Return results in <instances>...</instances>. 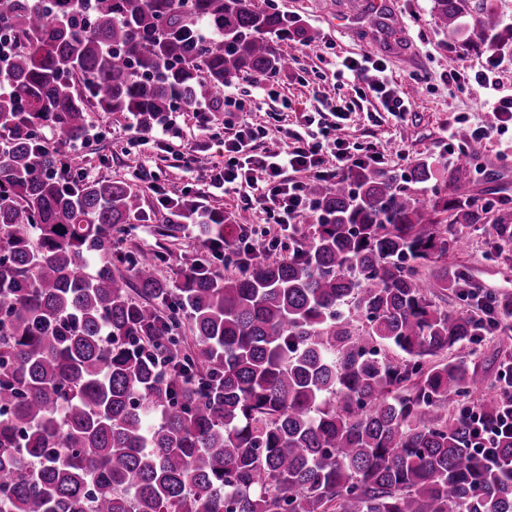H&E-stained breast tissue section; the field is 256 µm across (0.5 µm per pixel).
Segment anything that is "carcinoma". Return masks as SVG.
Segmentation results:
<instances>
[{
	"mask_svg": "<svg viewBox=\"0 0 512 512\" xmlns=\"http://www.w3.org/2000/svg\"><path fill=\"white\" fill-rule=\"evenodd\" d=\"M436 5L452 33L472 19L470 43L501 26L487 0ZM286 30L252 0H0V512H512V434L482 461L467 409L444 412L494 383L441 357L480 345L512 300L441 310L423 276L465 296L452 225L489 204L355 168L310 183L317 223L288 228V256L237 239L222 275L224 217L185 199L161 235L214 249L184 254L174 284L162 255L112 251L139 193L69 181L73 161L36 141L83 136L77 80L142 130L218 106L229 78L288 68L267 38ZM431 177L418 163L404 181ZM490 230L512 243V212Z\"/></svg>",
	"mask_w": 512,
	"mask_h": 512,
	"instance_id": "carcinoma-1",
	"label": "carcinoma"
}]
</instances>
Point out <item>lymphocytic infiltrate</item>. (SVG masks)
I'll use <instances>...</instances> for the list:
<instances>
[{
	"mask_svg": "<svg viewBox=\"0 0 512 512\" xmlns=\"http://www.w3.org/2000/svg\"><path fill=\"white\" fill-rule=\"evenodd\" d=\"M337 83L356 81L379 98L390 112L408 111L409 105L387 75L382 60H342L334 69ZM286 140L276 149L260 148V135L252 130H238L224 138V167L214 176L216 188L236 194L247 204L262 206L280 229H287L301 214L314 211L309 193L310 180L335 182L355 167L380 166L384 156L375 145L359 151L330 139L328 127L317 132H286ZM297 172V179H287V171Z\"/></svg>",
	"mask_w": 512,
	"mask_h": 512,
	"instance_id": "1",
	"label": "lymphocytic infiltrate"
}]
</instances>
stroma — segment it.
I'll return each mask as SVG.
<instances>
[{
	"label": "stroma",
	"mask_w": 512,
	"mask_h": 512,
	"mask_svg": "<svg viewBox=\"0 0 512 512\" xmlns=\"http://www.w3.org/2000/svg\"><path fill=\"white\" fill-rule=\"evenodd\" d=\"M385 23L376 29L368 19L374 0H256L258 8L277 11L297 22L302 35L271 36L274 48L291 64L280 75L274 96L257 94L249 98L251 79L239 76L228 81L226 90L244 99L243 110L215 112L210 116L209 133H201L193 113L176 115L180 138L132 140L124 120L89 108V128L85 138L62 142L54 130H47L53 146L62 154L76 157L78 171L90 177L127 180L142 196L147 220L128 224L121 234L120 251H157L163 278L179 277L178 256L200 250L196 238L160 236L158 228L167 215L158 203L161 195L173 197L192 189L207 192L210 175L189 168L174 150L180 143L195 144L210 162H224V130L245 125L265 127L268 141L278 139L281 126L298 127L304 113L324 111L328 101L344 99L356 106L348 120L335 132L347 143L376 142L385 155L384 169L404 173L414 164L428 162L432 179L412 185L414 194L427 197L435 188L479 198L492 207L512 209V126L501 135L473 145L472 132L484 119L491 98L482 86L470 83L463 88L449 84L451 71L476 73L485 67L482 46L468 43L459 33L449 32L434 11V0H386ZM333 40L340 57L379 56L387 65L390 81L404 93L410 110L403 117L385 112L379 99H357L354 86H337L328 78V65L321 59L322 41ZM467 152L470 163L457 168L450 163V151ZM212 210L223 214L226 223L246 225L251 243L274 244L278 229L262 207L244 206L238 196H210ZM452 258L467 275L468 288L479 293L512 296V244L499 241L489 223L464 229ZM475 369L496 380L504 361H512V326L500 325L477 352L462 348Z\"/></svg>",
	"instance_id": "stroma-1"
}]
</instances>
